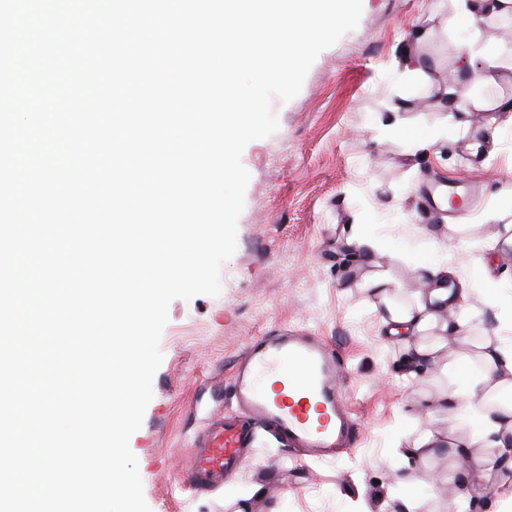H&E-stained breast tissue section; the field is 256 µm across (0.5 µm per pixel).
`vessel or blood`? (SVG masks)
<instances>
[{
  "label": "vessel or blood",
  "mask_w": 512,
  "mask_h": 512,
  "mask_svg": "<svg viewBox=\"0 0 512 512\" xmlns=\"http://www.w3.org/2000/svg\"><path fill=\"white\" fill-rule=\"evenodd\" d=\"M270 374L282 376L281 391L261 388ZM343 385L339 358L317 337L280 330L251 344L234 375L239 415L210 421L197 436L190 481H223L225 471L240 464L244 450L252 447L256 429L267 424L314 456L334 455L349 431Z\"/></svg>",
  "instance_id": "b4317fda"
}]
</instances>
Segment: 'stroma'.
I'll return each instance as SVG.
<instances>
[{
  "mask_svg": "<svg viewBox=\"0 0 512 512\" xmlns=\"http://www.w3.org/2000/svg\"><path fill=\"white\" fill-rule=\"evenodd\" d=\"M468 36L453 0H362L357 27L317 55L299 94L273 100L277 131L241 156L250 180L219 295L168 307L153 397L129 439L151 512H402L407 504L460 512L455 485L436 496L428 484L429 475L447 472L449 453L403 458L426 428L415 402L447 380L402 378L401 347L386 338L381 308L359 286L364 271L345 254L351 226L366 225L382 269L408 294L417 289L415 260L455 265L471 286L463 302L473 313L468 336L496 330L512 338V250L491 245L512 222V126L500 128L494 154L475 157L466 141H443L417 166L406 139L442 123L438 98ZM482 40L499 63L489 98H511L512 14L487 23ZM394 113L405 129L399 136L384 132ZM460 180L476 192L472 205L429 206L430 188ZM496 211L503 220H490ZM423 224L462 230L452 245H435L420 234ZM484 264L507 284L495 307L482 301ZM283 328L308 331L340 354L354 438L318 458L263 432L223 484H191L189 445L209 417L234 411L233 373L246 346ZM393 470L404 483L388 481Z\"/></svg>",
  "mask_w": 512,
  "mask_h": 512,
  "instance_id": "obj_1",
  "label": "stroma"
}]
</instances>
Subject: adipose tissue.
<instances>
[{
  "instance_id": "1",
  "label": "adipose tissue",
  "mask_w": 512,
  "mask_h": 512,
  "mask_svg": "<svg viewBox=\"0 0 512 512\" xmlns=\"http://www.w3.org/2000/svg\"><path fill=\"white\" fill-rule=\"evenodd\" d=\"M472 50L461 43L458 57L464 77L458 85L445 89L447 115L441 132L413 134L410 143L415 156L434 149L439 137L450 140L470 138L472 153H493L498 129L486 124L478 138H471L476 112L491 110L505 114L512 123V100L486 104L468 99L466 89L475 82L491 84L494 70H477ZM353 264L370 267L362 287L385 311L383 326L388 338L400 343L401 372L416 375L440 367L439 350L444 338L460 339L465 352L454 365L460 374L450 387L423 396L419 414L428 422L423 435L407 446V456L422 460L438 451L452 449L457 462L449 481L460 484L466 500H479L494 491L512 512V341L485 337L475 342L466 337L470 319L462 309L465 282L457 270L440 261L423 259L415 264L421 286L410 302L400 303L399 284L385 272L375 270L378 247L372 239L357 234L348 239Z\"/></svg>"
}]
</instances>
